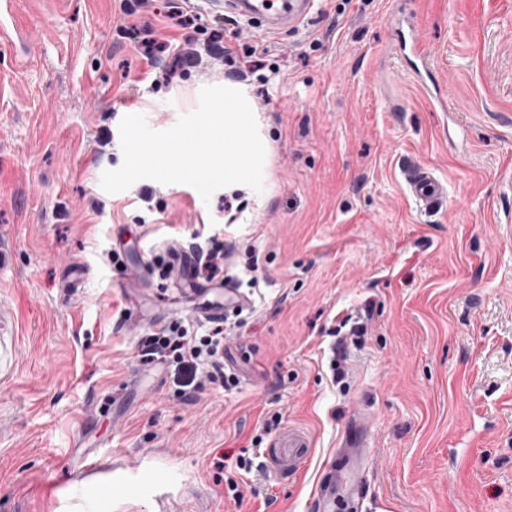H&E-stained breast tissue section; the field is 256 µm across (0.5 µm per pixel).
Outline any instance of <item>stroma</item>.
Returning a JSON list of instances; mask_svg holds the SVG:
<instances>
[{
  "label": "stroma",
  "mask_w": 512,
  "mask_h": 512,
  "mask_svg": "<svg viewBox=\"0 0 512 512\" xmlns=\"http://www.w3.org/2000/svg\"><path fill=\"white\" fill-rule=\"evenodd\" d=\"M338 2L278 35L236 23L238 61L266 49L244 87L268 152L262 190L231 212L221 189L100 186L124 116L168 129L234 77L208 63L153 84L120 29L168 36L181 0L130 18L121 0L0 13V512H310L361 410L366 512H512V0ZM412 167L445 184L439 210L418 209ZM211 236L231 272L257 257L259 285L226 341L238 385L199 366L190 402L139 341L223 303L150 267ZM348 315L366 332L339 380ZM292 428L310 440L296 477L238 468L251 439L271 449Z\"/></svg>",
  "instance_id": "1"
}]
</instances>
